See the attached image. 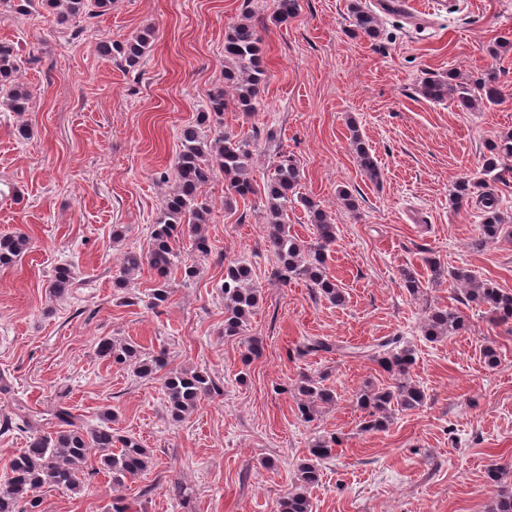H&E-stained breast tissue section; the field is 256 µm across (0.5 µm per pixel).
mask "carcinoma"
Instances as JSON below:
<instances>
[{
    "label": "carcinoma",
    "instance_id": "cac0c4a2",
    "mask_svg": "<svg viewBox=\"0 0 512 512\" xmlns=\"http://www.w3.org/2000/svg\"><path fill=\"white\" fill-rule=\"evenodd\" d=\"M114 0H7L15 13L29 15L43 8L55 17L60 26L85 22L112 11ZM298 10V0H275L274 19L286 22ZM350 33L372 40L380 34L379 18L360 0H349ZM153 42V29L146 27L135 35L110 43L99 44V53L120 61L134 69L149 53ZM267 72L263 62V35L246 15L233 24L224 38V84L208 96L203 112L196 124L185 127L180 135L179 151L175 158V187L165 196L151 232V246L145 252L129 251L122 257L114 284L118 288L132 287V279L145 265L157 275L151 293L155 307L168 301L170 289L167 277L175 266L178 240L190 233L198 257L210 251L205 226L211 212L203 199L202 188L215 172L224 174L231 194L241 199L255 193L249 177L252 148L250 137H238L221 130L224 111L232 109L250 117L257 112L261 89ZM454 74L448 78H430L421 86V94L430 101L440 102L447 96H456L457 106L464 112L477 103L496 106L504 100V85L499 70L491 67L467 85L453 84ZM32 93L21 80L17 50L10 42L0 41V112L22 114L27 111ZM351 145L363 173L373 182L382 176L377 160L365 147L357 128H352ZM512 158V132L492 144L490 155L483 161L480 176L455 182L452 198L461 205L472 198L479 199L485 218L479 226V235L472 242L476 249L498 238L507 228L500 212L498 197L484 191L485 182L496 181L512 172L505 165ZM301 175L298 166L285 158L275 166L264 186V232L277 260V274L284 280L304 279L310 288L319 292L330 303L342 306L346 293L327 273V259L336 241V224L321 206L310 198L296 195ZM295 203L304 208L313 226L314 238L304 241L291 232L288 224V206ZM30 237L21 231L0 235V265L7 266L21 259L30 249ZM448 276L463 285L465 301L485 307L490 320L499 326L512 325V292L464 271H450ZM252 267L239 260L226 265L220 290L224 295V335H246L249 318L259 302L258 289L251 286ZM74 276L70 267L62 265L54 270L49 284L56 299L65 297L73 287ZM465 326L460 313L447 308L426 311L424 333L431 341L456 335ZM335 346L320 337H310L296 346L293 354L306 357L319 352H332ZM96 354L112 364L133 368L135 376L154 379L166 367V354L144 352L128 341L102 336L96 342ZM357 355L376 363L389 374L393 383L386 387L367 385L356 398L364 413L360 431L384 428L394 411H411L424 405L426 395L409 380L413 353L401 345L397 336H387L357 351ZM162 390L171 417L182 421L194 413L202 400L221 393V388L205 371L179 370L167 373ZM298 411L303 419L311 418L313 408L336 400L334 391L309 375H302L296 385ZM57 429L43 433L32 429L31 417L20 410L5 417L4 429L20 422L31 430L28 445L10 462V474L0 484V512H44L42 489L57 487L70 492L83 491L88 477L104 472L112 484L122 485L135 481L153 465L152 453L136 438L112 432L115 413L105 408L99 415V424L88 426L73 408L65 403L55 404L52 412ZM337 440L318 437L309 446L307 457L297 465L293 486L276 502L275 512H313L308 489L319 480L318 463L333 456ZM97 458L98 467L88 469L90 458ZM490 483L497 487L488 512H512V474L496 462L487 469Z\"/></svg>",
    "mask_w": 512,
    "mask_h": 512
}]
</instances>
